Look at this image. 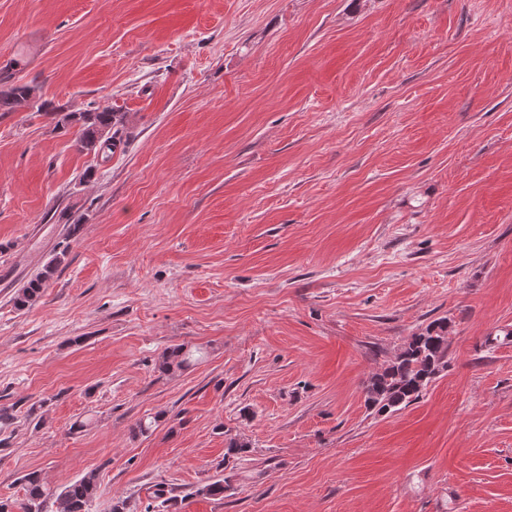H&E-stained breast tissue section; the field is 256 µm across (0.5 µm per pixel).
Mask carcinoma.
I'll return each mask as SVG.
<instances>
[{
	"instance_id": "obj_1",
	"label": "carcinoma",
	"mask_w": 512,
	"mask_h": 512,
	"mask_svg": "<svg viewBox=\"0 0 512 512\" xmlns=\"http://www.w3.org/2000/svg\"><path fill=\"white\" fill-rule=\"evenodd\" d=\"M23 108L50 112L46 103L36 101V87L20 83L5 71L0 72V112H16ZM121 120L110 107H97L84 112H69L56 125L76 124L81 128L79 146L83 150L106 154L117 146L112 128ZM54 266L48 265L30 279L14 298L19 309L35 304L51 278ZM187 363L183 348L175 347L161 355L163 372L181 369ZM448 366V320L431 322L422 332L411 336L386 366L374 374L365 388L366 402L379 415L399 411L417 400L430 382ZM24 499L19 512H43L52 496L40 474L32 471L22 477ZM97 481L92 473L70 482L56 496L57 512H89L96 497Z\"/></svg>"
}]
</instances>
